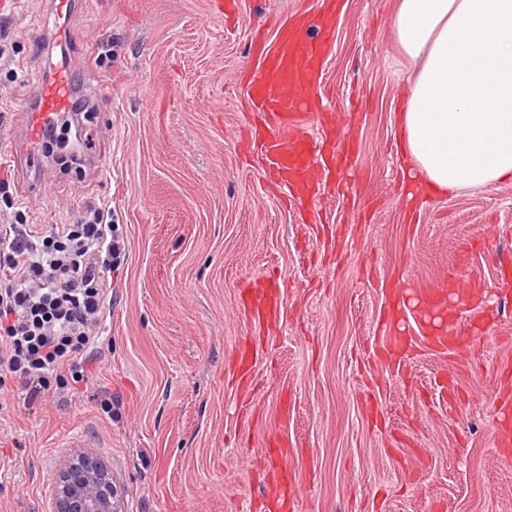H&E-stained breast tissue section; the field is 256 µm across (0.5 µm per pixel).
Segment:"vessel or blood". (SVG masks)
<instances>
[{"label":"vessel or blood","mask_w":512,"mask_h":512,"mask_svg":"<svg viewBox=\"0 0 512 512\" xmlns=\"http://www.w3.org/2000/svg\"><path fill=\"white\" fill-rule=\"evenodd\" d=\"M85 2L52 0L50 10L40 20V30L52 36L60 52L18 107L24 141L0 142V152L7 153L11 162H19L22 153L33 152L41 141L42 129L72 110L75 93L84 85L71 65L65 27L68 17ZM330 3L331 0H316L302 21L303 27H317V36L305 38L284 30L273 47H259L258 67L245 83L247 102L261 120L260 125L250 127L244 134L246 154L260 153L265 165L281 171L284 188L290 190L304 184L306 196L315 200L327 196L328 186L339 182L345 171L340 162L332 168L322 165L325 138H312L299 129V119L320 84L321 66L334 40V32L325 21ZM244 286L251 291L243 301L249 324L259 328L275 324L281 313L274 294L275 280L261 273L248 278ZM386 311L391 332L386 346L388 364H396L411 341L405 323L409 315L423 323L422 341L433 351L448 352L461 341L456 326L447 319L446 307L431 302L417 290H409L405 297L387 304Z\"/></svg>","instance_id":"b4317fda"}]
</instances>
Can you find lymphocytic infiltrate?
I'll return each instance as SVG.
<instances>
[{
	"label": "lymphocytic infiltrate",
	"instance_id": "obj_1",
	"mask_svg": "<svg viewBox=\"0 0 512 512\" xmlns=\"http://www.w3.org/2000/svg\"><path fill=\"white\" fill-rule=\"evenodd\" d=\"M124 250L96 206L76 224L46 229L21 211L0 224V387L31 400L87 388Z\"/></svg>",
	"mask_w": 512,
	"mask_h": 512
}]
</instances>
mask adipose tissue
I'll list each match as a JSON object with an SVG mask.
<instances>
[{"label": "adipose tissue", "instance_id": "ef3b65f1", "mask_svg": "<svg viewBox=\"0 0 512 512\" xmlns=\"http://www.w3.org/2000/svg\"><path fill=\"white\" fill-rule=\"evenodd\" d=\"M390 32L418 68L399 116L412 186L512 181V0H393Z\"/></svg>", "mask_w": 512, "mask_h": 512}]
</instances>
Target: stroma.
Returning a JSON list of instances; mask_svg holds the SVG:
<instances>
[{"label":"stroma","instance_id":"obj_1","mask_svg":"<svg viewBox=\"0 0 512 512\" xmlns=\"http://www.w3.org/2000/svg\"><path fill=\"white\" fill-rule=\"evenodd\" d=\"M308 0H90L68 26L86 83L84 161L39 157L0 169V211L29 223H78L112 207L126 247L87 391L37 402L5 391L0 512H52L60 468L82 435L107 465L127 512H264L272 440L305 489L295 512H512V458L498 446L496 396L512 373V185L408 200L399 145L407 71L391 39V0H339L309 133L331 119L357 146L344 194L301 213L241 133L253 115L241 81L274 16ZM44 0L0 17V138L21 137L20 97L51 51L35 25ZM282 285L284 314L264 334L247 323L243 281ZM478 292L492 333L439 354L414 346L398 367L379 359L385 290ZM257 347L241 392V345ZM112 396V412L98 401Z\"/></svg>","mask_w":512,"mask_h":512}]
</instances>
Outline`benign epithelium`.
<instances>
[{"mask_svg":"<svg viewBox=\"0 0 512 512\" xmlns=\"http://www.w3.org/2000/svg\"><path fill=\"white\" fill-rule=\"evenodd\" d=\"M55 512H125L111 472L93 451L80 452L60 469Z\"/></svg>","mask_w":512,"mask_h":512,"instance_id":"1","label":"benign epithelium"}]
</instances>
